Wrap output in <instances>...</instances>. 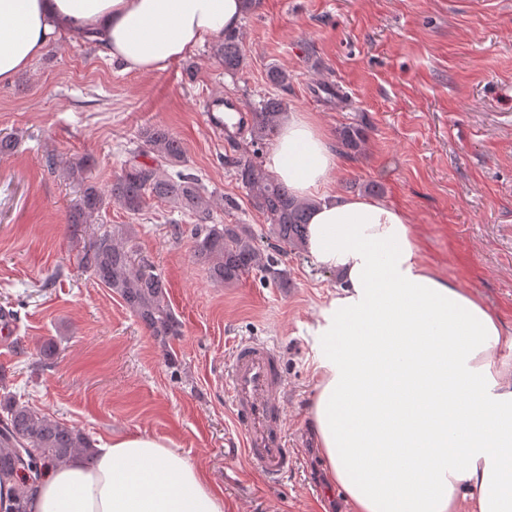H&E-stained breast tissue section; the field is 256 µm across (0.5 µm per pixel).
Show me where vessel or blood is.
<instances>
[{
  "instance_id": "obj_1",
  "label": "vessel or blood",
  "mask_w": 512,
  "mask_h": 512,
  "mask_svg": "<svg viewBox=\"0 0 512 512\" xmlns=\"http://www.w3.org/2000/svg\"><path fill=\"white\" fill-rule=\"evenodd\" d=\"M225 394L249 468L266 484L277 483L296 457L283 428L286 387L276 347L238 340L228 358Z\"/></svg>"
}]
</instances>
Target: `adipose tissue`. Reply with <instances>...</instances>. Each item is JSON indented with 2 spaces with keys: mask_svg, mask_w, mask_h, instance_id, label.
I'll return each instance as SVG.
<instances>
[{
  "mask_svg": "<svg viewBox=\"0 0 512 512\" xmlns=\"http://www.w3.org/2000/svg\"><path fill=\"white\" fill-rule=\"evenodd\" d=\"M246 0H0V85L51 40L96 39L148 73L237 29ZM265 165L316 202L308 256L342 284L320 313L312 423L347 512H512V348L498 315L424 261L407 214L328 193L338 159L313 117L286 115ZM30 512H224V497L147 434L48 466Z\"/></svg>",
  "mask_w": 512,
  "mask_h": 512,
  "instance_id": "obj_1",
  "label": "adipose tissue"
}]
</instances>
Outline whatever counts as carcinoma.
<instances>
[{
  "label": "carcinoma",
  "mask_w": 512,
  "mask_h": 512,
  "mask_svg": "<svg viewBox=\"0 0 512 512\" xmlns=\"http://www.w3.org/2000/svg\"><path fill=\"white\" fill-rule=\"evenodd\" d=\"M212 52L224 65V72L235 75L246 69L239 31L225 32ZM281 115L282 102L275 96L253 106L249 127L253 152L237 158L236 176L252 206L270 221L269 236L301 252L315 202L295 196L258 161L259 150L272 140ZM365 140L362 127L346 125L339 130L340 145L350 153L358 152ZM141 156L151 158V162L138 161ZM184 166L181 142L163 125H151L140 132L132 158L107 191L87 180L86 163L70 164L65 174L80 186L69 217L73 233L97 223L111 204L137 215L147 197H156L194 217L190 228L194 256L208 265L214 282L230 285L258 271L276 287H288V277L274 269V259L263 252L248 225L216 221L213 211L217 202L206 195L197 175ZM130 242L123 233H103L85 247L81 265L122 299L151 336L165 340L182 335V323L168 304L161 274L153 263L137 258ZM78 454L93 463V443L83 431L20 403L8 391L0 393V482L16 480L10 495L0 496V512H27L29 490L41 476L42 466L63 465Z\"/></svg>",
  "instance_id": "1"
}]
</instances>
